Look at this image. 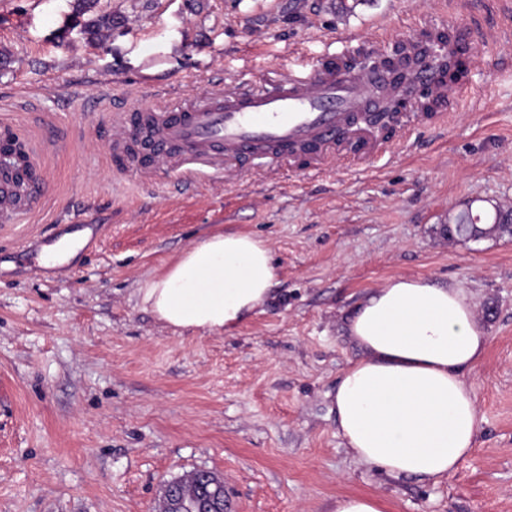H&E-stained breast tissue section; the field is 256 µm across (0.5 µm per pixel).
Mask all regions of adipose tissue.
<instances>
[{
    "label": "adipose tissue",
    "mask_w": 512,
    "mask_h": 512,
    "mask_svg": "<svg viewBox=\"0 0 512 512\" xmlns=\"http://www.w3.org/2000/svg\"><path fill=\"white\" fill-rule=\"evenodd\" d=\"M270 248L227 232L185 249L142 302L176 329L230 331L269 299ZM359 351L336 388V431L365 467L437 481L474 448L483 418L467 376L489 336L470 296L422 277L389 279L345 319Z\"/></svg>",
    "instance_id": "1"
}]
</instances>
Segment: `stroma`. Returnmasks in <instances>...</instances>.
Instances as JSON below:
<instances>
[{"instance_id":"stroma-1","label":"stroma","mask_w":512,"mask_h":512,"mask_svg":"<svg viewBox=\"0 0 512 512\" xmlns=\"http://www.w3.org/2000/svg\"><path fill=\"white\" fill-rule=\"evenodd\" d=\"M0 0V121L41 144L47 191L0 223V512H152L164 481L223 473L237 512H512V236L447 239L465 207L512 206V0ZM478 35L446 115H410L380 158L320 168L235 159L178 183L179 163L120 170L115 125L250 93L313 58L352 62L428 31ZM355 32L345 43V32ZM271 249L269 301L229 333L181 331L140 287L218 232ZM70 237L71 263L31 264ZM463 288L490 338L469 374L481 430L438 483L359 464L336 434L358 351L344 320L395 277ZM335 512H382V509L377 498L354 495L338 499Z\"/></svg>"}]
</instances>
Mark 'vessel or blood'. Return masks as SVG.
Instances as JSON below:
<instances>
[{
	"mask_svg": "<svg viewBox=\"0 0 512 512\" xmlns=\"http://www.w3.org/2000/svg\"><path fill=\"white\" fill-rule=\"evenodd\" d=\"M407 81L427 88L438 103L462 91L461 84L429 65L410 70ZM398 89L392 74L340 70L316 59L298 75L256 93L213 96L185 112L146 110L147 143L158 161L174 147L185 160L220 163L243 156L282 157L298 146L313 147L318 159L330 145L351 138L373 157L383 153L382 144L370 130L353 125L352 117ZM38 159L33 143H26L22 165L29 175L24 183L0 175V217L15 214L40 194Z\"/></svg>",
	"mask_w": 512,
	"mask_h": 512,
	"instance_id": "vessel-or-blood-1",
	"label": "vessel or blood"
}]
</instances>
